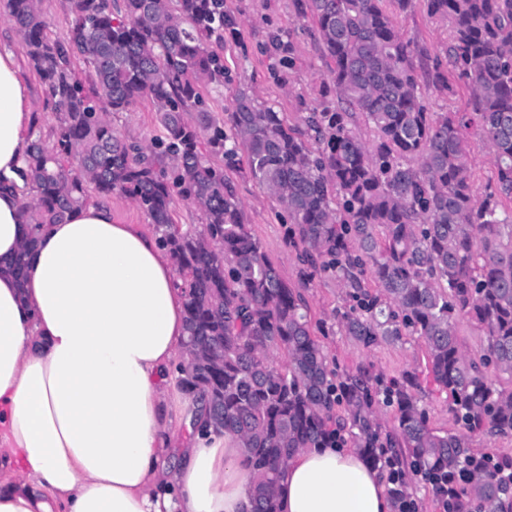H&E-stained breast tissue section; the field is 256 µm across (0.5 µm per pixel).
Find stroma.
I'll list each match as a JSON object with an SVG mask.
<instances>
[{"mask_svg":"<svg viewBox=\"0 0 512 512\" xmlns=\"http://www.w3.org/2000/svg\"><path fill=\"white\" fill-rule=\"evenodd\" d=\"M224 12L227 18L224 41L215 50L224 58L226 79L223 87L205 94L214 117L223 118L233 110L235 96L241 89L249 91L258 101L275 103L293 125L300 124L310 108L335 101L329 62L318 41L304 28L296 0H224ZM396 25L424 64H431L437 57L445 58L451 25L429 18L424 0H415L411 11L397 14ZM277 30L289 32L294 61L293 69L278 77L273 74L278 54L266 48L270 34ZM3 51L17 55L34 110L41 119L42 133L50 135L55 116L47 104L46 88L30 68L13 24L0 9V52ZM112 127L120 137L143 144L163 133L154 106L146 99L130 111L113 114ZM228 176L250 233L289 286L301 289L309 309L311 330L338 370L363 364L372 374L391 378L423 368L425 347L416 337L407 336L400 342L381 343L367 349L346 336L337 324V316L344 312L348 301L335 278L321 273L312 281H305L298 251L289 243L286 228L278 218L277 201L251 178L247 168L229 171Z\"/></svg>","mask_w":512,"mask_h":512,"instance_id":"1","label":"stroma"}]
</instances>
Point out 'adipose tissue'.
<instances>
[{"mask_svg":"<svg viewBox=\"0 0 512 512\" xmlns=\"http://www.w3.org/2000/svg\"><path fill=\"white\" fill-rule=\"evenodd\" d=\"M33 105L0 53V512H251L236 435L199 430V397L171 395L187 355L185 298L158 236L84 206L38 235L14 180ZM195 427L177 447L179 426ZM280 512H391L386 477L358 453L305 448Z\"/></svg>","mask_w":512,"mask_h":512,"instance_id":"adipose-tissue-1","label":"adipose tissue"}]
</instances>
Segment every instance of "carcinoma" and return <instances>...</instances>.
Segmentation results:
<instances>
[{
  "instance_id": "cac0c4a2",
  "label": "carcinoma",
  "mask_w": 512,
  "mask_h": 512,
  "mask_svg": "<svg viewBox=\"0 0 512 512\" xmlns=\"http://www.w3.org/2000/svg\"><path fill=\"white\" fill-rule=\"evenodd\" d=\"M68 2L73 24L64 42L50 36L41 0L5 3L57 118L49 143L39 118L29 128L20 176L35 200L24 206L25 223L34 233L62 224L93 190L102 199L129 197L155 225L185 297L190 361L180 384L204 399L207 426L239 437L252 512H278L289 457L345 429L375 468L393 459V512L412 499L410 473L448 498L452 512H512V456L471 446L477 435L512 437V386L488 373L512 378V0H425L431 18L452 25L448 62L470 83L463 112L428 107L424 78L447 91L448 75L438 67L421 73L395 23L394 13L414 0H300L333 63L336 94V107L313 110L301 128L244 91L222 122L205 107L204 89L224 85V63L211 50L224 42V0H123L122 20L109 0ZM75 59L92 69L88 90ZM143 98L165 130L150 145L121 138L109 119ZM472 129L495 168L480 199ZM202 131L209 156L199 149ZM242 157L288 216L305 280L328 271L345 289V335L365 348L405 336L423 341L427 375L446 394L456 432L429 427L421 373L407 371L381 391L396 409L385 431L369 369L330 368L302 293L244 224L224 175V165ZM177 199L199 207L200 230L171 224ZM464 321L485 336L479 354L463 346ZM280 351L282 369L274 364Z\"/></svg>"
}]
</instances>
